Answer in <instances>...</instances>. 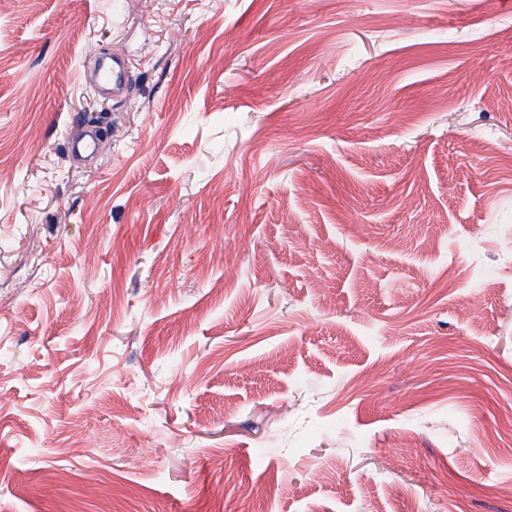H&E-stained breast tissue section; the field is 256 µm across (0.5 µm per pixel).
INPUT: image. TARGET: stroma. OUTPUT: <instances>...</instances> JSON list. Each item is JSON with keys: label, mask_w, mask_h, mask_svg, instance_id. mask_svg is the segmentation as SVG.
Segmentation results:
<instances>
[{"label": "stroma", "mask_w": 512, "mask_h": 512, "mask_svg": "<svg viewBox=\"0 0 512 512\" xmlns=\"http://www.w3.org/2000/svg\"><path fill=\"white\" fill-rule=\"evenodd\" d=\"M510 100L512 0H0V512H512ZM97 85L101 89H108L112 86V96H121L128 89V78L126 72L116 60H112V68L101 65L97 71Z\"/></svg>", "instance_id": "35a3bbf8"}]
</instances>
